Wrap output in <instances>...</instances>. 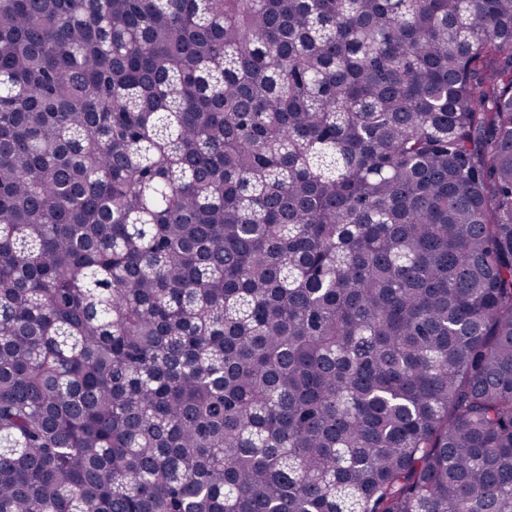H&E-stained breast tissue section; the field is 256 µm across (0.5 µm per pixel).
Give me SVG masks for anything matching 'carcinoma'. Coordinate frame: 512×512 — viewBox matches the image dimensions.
<instances>
[{
	"instance_id": "cac0c4a2",
	"label": "carcinoma",
	"mask_w": 512,
	"mask_h": 512,
	"mask_svg": "<svg viewBox=\"0 0 512 512\" xmlns=\"http://www.w3.org/2000/svg\"><path fill=\"white\" fill-rule=\"evenodd\" d=\"M0 512H512V0H0Z\"/></svg>"
}]
</instances>
